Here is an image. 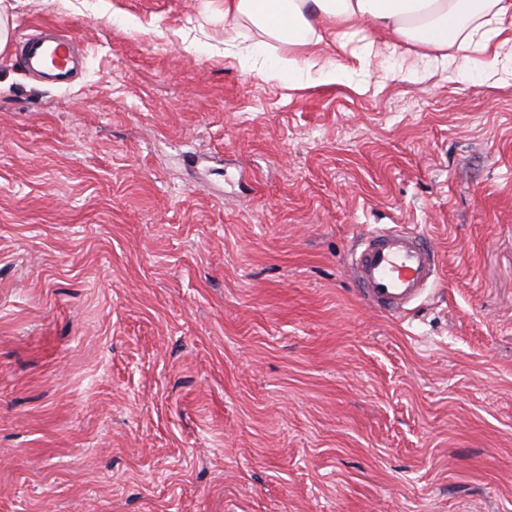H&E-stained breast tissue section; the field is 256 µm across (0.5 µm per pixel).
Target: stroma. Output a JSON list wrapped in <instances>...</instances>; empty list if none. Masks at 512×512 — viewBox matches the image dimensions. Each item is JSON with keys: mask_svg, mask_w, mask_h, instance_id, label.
Returning a JSON list of instances; mask_svg holds the SVG:
<instances>
[{"mask_svg": "<svg viewBox=\"0 0 512 512\" xmlns=\"http://www.w3.org/2000/svg\"><path fill=\"white\" fill-rule=\"evenodd\" d=\"M1 1L0 512H512V80L293 90L224 0ZM393 224L440 261L400 319L344 266ZM74 42L72 36L58 32L57 26H42V36L19 43L18 56L28 72L40 74L54 86L68 87Z\"/></svg>", "mask_w": 512, "mask_h": 512, "instance_id": "obj_1", "label": "stroma"}]
</instances>
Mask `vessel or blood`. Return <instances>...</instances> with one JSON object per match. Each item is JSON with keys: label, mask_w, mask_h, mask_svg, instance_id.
<instances>
[{"label": "vessel or blood", "mask_w": 512, "mask_h": 512, "mask_svg": "<svg viewBox=\"0 0 512 512\" xmlns=\"http://www.w3.org/2000/svg\"><path fill=\"white\" fill-rule=\"evenodd\" d=\"M72 36L47 25L41 36L20 42L24 68L57 87L72 82ZM347 264L362 301L371 309L392 316L407 313L438 275L437 252L417 230L402 225L365 230Z\"/></svg>", "instance_id": "vessel-or-blood-1"}]
</instances>
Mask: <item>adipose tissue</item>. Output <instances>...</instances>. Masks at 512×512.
I'll return each instance as SVG.
<instances>
[{
	"instance_id": "1",
	"label": "adipose tissue",
	"mask_w": 512,
	"mask_h": 512,
	"mask_svg": "<svg viewBox=\"0 0 512 512\" xmlns=\"http://www.w3.org/2000/svg\"><path fill=\"white\" fill-rule=\"evenodd\" d=\"M247 20L264 41L239 50L244 74L287 78L291 87L353 84L352 70L319 48L324 34L344 38L367 25L376 30L357 55L362 70L389 65L404 80L445 75L454 68H476L477 52H491L485 75L512 76V0H224V29ZM279 52H270L271 43Z\"/></svg>"
}]
</instances>
